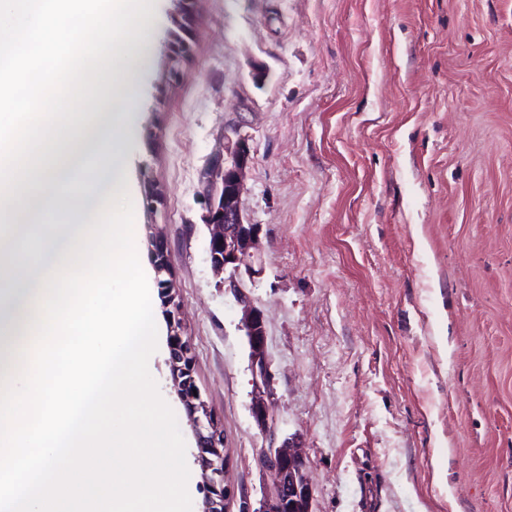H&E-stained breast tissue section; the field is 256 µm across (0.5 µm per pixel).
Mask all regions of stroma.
Listing matches in <instances>:
<instances>
[{
  "label": "stroma",
  "instance_id": "obj_1",
  "mask_svg": "<svg viewBox=\"0 0 512 512\" xmlns=\"http://www.w3.org/2000/svg\"><path fill=\"white\" fill-rule=\"evenodd\" d=\"M136 110L123 164L157 326L148 367L185 440L192 512L206 490L174 329L224 437V512L257 508L274 439L300 448L314 512H512V0H161ZM234 129L252 156L241 210L262 273L246 291L271 438L241 308L207 252Z\"/></svg>",
  "mask_w": 512,
  "mask_h": 512
}]
</instances>
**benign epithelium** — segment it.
Segmentation results:
<instances>
[{
  "label": "benign epithelium",
  "instance_id": "obj_1",
  "mask_svg": "<svg viewBox=\"0 0 512 512\" xmlns=\"http://www.w3.org/2000/svg\"><path fill=\"white\" fill-rule=\"evenodd\" d=\"M251 162L248 140L227 138L224 158L216 162L220 183L211 193L208 224L213 228L209 242V259L214 270L228 274L227 288L242 307L241 328L250 349L253 373L254 404L252 413L258 427L264 432L273 429L268 396L271 373L265 350V328L262 311L256 307L244 289V279H254L261 270L256 268L255 244L258 225L245 221L240 208L244 173ZM151 256L159 272L168 270L167 256L162 243L152 240ZM170 372L177 395L183 402L192 423L197 447L198 463L208 488L203 512H224L223 436L211 417L193 393L189 343L170 326ZM261 465L267 472L272 490L265 495L259 508L242 512H312L313 490L306 476V463L297 448L284 441L278 447L263 449Z\"/></svg>",
  "mask_w": 512,
  "mask_h": 512
}]
</instances>
